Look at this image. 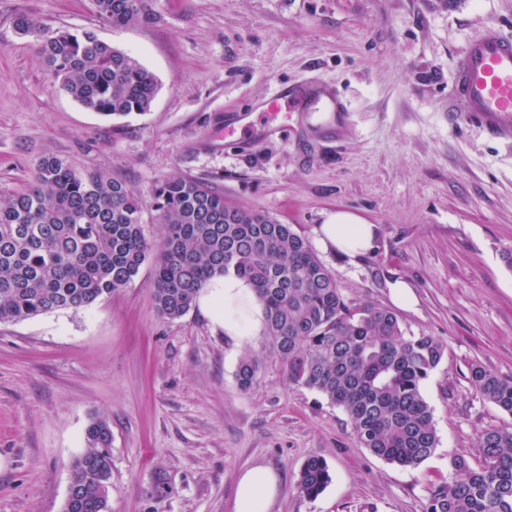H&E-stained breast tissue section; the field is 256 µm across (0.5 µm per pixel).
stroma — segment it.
I'll list each match as a JSON object with an SVG mask.
<instances>
[{
	"label": "stroma",
	"mask_w": 512,
	"mask_h": 512,
	"mask_svg": "<svg viewBox=\"0 0 512 512\" xmlns=\"http://www.w3.org/2000/svg\"><path fill=\"white\" fill-rule=\"evenodd\" d=\"M158 21L115 27L93 0H0V199L54 155L149 195L172 177L209 183L228 203L269 213L315 242L329 214L375 225L357 260L318 251L345 299L395 309L406 334L447 347L422 385L439 436L415 468L361 448L343 413L289 384L264 338L235 346L197 310L161 318L152 267L108 300L0 324V512H61L69 460L85 429L112 430L111 512H234L240 474L279 477L271 512H425L455 456L478 461L477 436L512 429L480 395L472 365L512 377V140L455 123L457 53L484 24L512 34V0H156ZM28 14L94 31L158 80L149 111L85 110L45 70ZM310 80L348 103L330 112L267 110L282 85ZM248 114L263 139L229 133ZM406 281L413 308H395ZM262 365L248 390L240 359ZM325 459L317 498L297 489L304 461Z\"/></svg>",
	"instance_id": "stroma-1"
}]
</instances>
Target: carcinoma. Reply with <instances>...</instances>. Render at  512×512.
I'll return each mask as SVG.
<instances>
[{"mask_svg": "<svg viewBox=\"0 0 512 512\" xmlns=\"http://www.w3.org/2000/svg\"><path fill=\"white\" fill-rule=\"evenodd\" d=\"M114 27L151 25L154 0H94ZM16 29L35 38L46 70L83 108L124 117L150 109L155 75L140 61L89 31L51 29L25 14ZM159 225L154 241L144 212ZM152 263L157 313L177 320L213 276L232 272L251 283L265 310L263 336L283 363L289 383L340 408L357 443L387 463L417 467L439 438L422 384L446 346L408 336L392 311L351 304L308 241L261 211L224 201L192 178L154 185L149 199L102 172L84 173L66 159L44 156L31 180L0 201V323L60 310H79L112 297ZM260 357L244 356L236 380L250 388ZM470 378L482 397L512 415V379L480 365ZM112 431L104 417L85 432V449L69 462L79 500L67 512H109ZM480 460L448 461L426 512H512V430L485 429ZM331 481L327 462L304 463L299 493L315 498Z\"/></svg>", "mask_w": 512, "mask_h": 512, "instance_id": "cac0c4a2", "label": "carcinoma"}]
</instances>
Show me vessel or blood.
Masks as SVG:
<instances>
[{"label": "vessel or blood", "mask_w": 512, "mask_h": 512, "mask_svg": "<svg viewBox=\"0 0 512 512\" xmlns=\"http://www.w3.org/2000/svg\"><path fill=\"white\" fill-rule=\"evenodd\" d=\"M270 106L339 115L348 110L339 92L305 83L276 89ZM448 109L479 119L498 136L512 138V35L488 23L466 42L456 60Z\"/></svg>", "instance_id": "1"}]
</instances>
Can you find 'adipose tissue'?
Returning <instances> with one entry per match:
<instances>
[{
    "instance_id": "adipose-tissue-1",
    "label": "adipose tissue",
    "mask_w": 512,
    "mask_h": 512,
    "mask_svg": "<svg viewBox=\"0 0 512 512\" xmlns=\"http://www.w3.org/2000/svg\"><path fill=\"white\" fill-rule=\"evenodd\" d=\"M316 234L323 249L353 259L373 248L375 227L352 214L339 212L330 215ZM195 306L215 330L238 345L251 344L264 329V310L255 289L234 274L211 278L198 292ZM277 485V475L270 467L252 465L239 477L235 512H270Z\"/></svg>"
}]
</instances>
